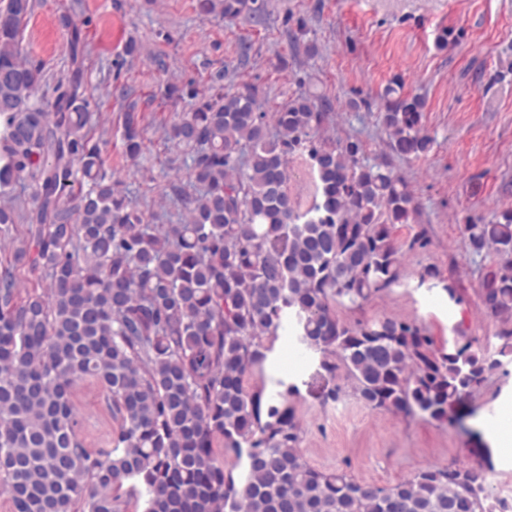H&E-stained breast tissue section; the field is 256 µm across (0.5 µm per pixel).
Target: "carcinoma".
Returning <instances> with one entry per match:
<instances>
[{"label":"carcinoma","mask_w":512,"mask_h":512,"mask_svg":"<svg viewBox=\"0 0 512 512\" xmlns=\"http://www.w3.org/2000/svg\"><path fill=\"white\" fill-rule=\"evenodd\" d=\"M205 13L258 17V0H200ZM34 0L0 7V239L25 225L12 265L43 274L20 295L0 275V492L13 512H495L483 472L454 461L389 486L347 469H314L300 451L297 387L250 384L291 330L332 381L363 407L452 425L454 406L512 363V210L460 225L473 258L494 248L483 303L498 328L486 342L459 326L437 343L414 319L349 318L402 280L431 230L394 236L418 202L392 163L361 161L363 144L317 139L324 104L302 92L276 112L252 86L206 94L164 127L187 151L170 183L178 224H148L105 167L92 102L76 81L43 91V64L21 54ZM381 122L400 157L429 153L423 101L397 76ZM275 127L277 136L269 135ZM124 151L143 152L127 114ZM309 175L288 193V159ZM33 189L35 206L16 202ZM86 380L109 398L110 447L92 452L71 395Z\"/></svg>","instance_id":"obj_1"}]
</instances>
